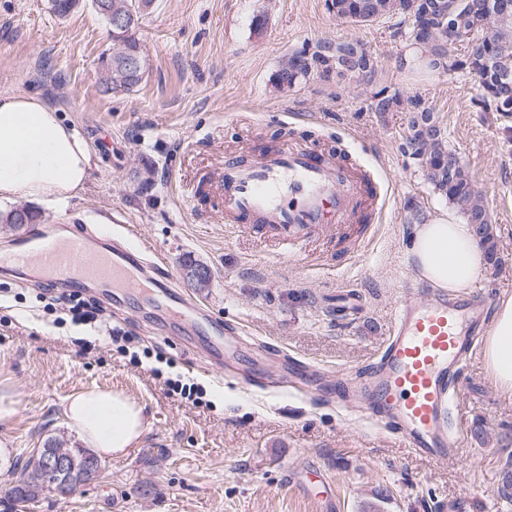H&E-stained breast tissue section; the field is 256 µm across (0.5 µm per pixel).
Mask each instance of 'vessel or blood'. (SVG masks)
I'll return each mask as SVG.
<instances>
[{
    "mask_svg": "<svg viewBox=\"0 0 512 512\" xmlns=\"http://www.w3.org/2000/svg\"><path fill=\"white\" fill-rule=\"evenodd\" d=\"M216 190L225 223L246 225L284 251L310 249L319 228L355 223L380 195L377 182L344 170L337 155L288 146L247 166L225 162ZM129 235V225L115 221L106 247L96 250L89 225L70 224L59 237L33 224L0 252V267L38 269L52 284L74 290L96 284L145 293L153 287L173 299L171 274L130 244ZM486 320L470 299L407 291L377 372L361 382L372 391L371 418L419 454L436 461L455 455L462 442L454 425L455 387Z\"/></svg>",
    "mask_w": 512,
    "mask_h": 512,
    "instance_id": "b4317fda",
    "label": "vessel or blood"
}]
</instances>
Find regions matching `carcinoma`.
I'll return each mask as SVG.
<instances>
[{
    "label": "carcinoma",
    "instance_id": "obj_1",
    "mask_svg": "<svg viewBox=\"0 0 512 512\" xmlns=\"http://www.w3.org/2000/svg\"><path fill=\"white\" fill-rule=\"evenodd\" d=\"M370 0H325L327 11L341 19L367 24L371 19L364 16ZM455 0H409L414 17L409 19L410 29L424 30L422 42L417 44V69L426 74L435 73L429 57L438 53L448 55L445 74L451 76L466 72L477 81V104L484 112L512 114V94L503 93V81L499 73L503 67L512 71V10L503 11L505 4L512 0H465L464 6L456 13L453 27L437 20L442 9ZM138 47V40L130 34L124 38L123 46L112 49L101 57L105 64V83L109 90H130L140 80L111 64L112 59L127 50ZM375 57L362 54L349 63V75L342 76L340 63L316 50V45L305 43L286 59L273 74L275 86L288 80V88L294 89L309 77L330 80L336 83L354 82L370 85L377 72ZM371 108L374 112H401L405 114L403 149L422 169L433 190L448 201L469 224L479 217L489 216L484 196L472 183L467 166L457 150L450 147L439 117L420 94L411 89L381 88L371 94ZM454 159L456 168L448 172V160ZM57 447L56 441L48 440L44 446L31 455L23 466L22 477L14 488V501L31 502L44 491L64 494L78 482H87L96 476L100 468L98 457L88 448H70V462L67 471L57 483L47 482L43 472V456Z\"/></svg>",
    "mask_w": 512,
    "mask_h": 512
}]
</instances>
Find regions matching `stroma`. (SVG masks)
<instances>
[{
	"instance_id": "stroma-1",
	"label": "stroma",
	"mask_w": 512,
	"mask_h": 512,
	"mask_svg": "<svg viewBox=\"0 0 512 512\" xmlns=\"http://www.w3.org/2000/svg\"><path fill=\"white\" fill-rule=\"evenodd\" d=\"M265 16L256 29V16ZM147 60L139 85L105 91L101 54L112 33L90 6L54 13L51 0H0V92L38 94L91 142L92 172L63 203L23 197L44 225L131 224L136 241L173 276L182 296L210 315L246 327L236 373L209 366L208 339L141 299L124 296L112 315L149 359L77 338L101 331L51 326L33 284L0 275V386L15 412L0 420L12 443L0 462V512L28 455L49 438L80 441L64 418L67 399L89 387L124 390L145 412L141 440L101 460L98 476L69 495L44 492L26 512H512L499 486L512 458V398L494 386L481 353L468 359L456 392L465 423L457 459L437 463L371 422L359 387L345 402L279 382L249 387L284 353L346 380L374 362L400 297L416 284L409 255L412 206L443 216L423 172L402 150L403 115L371 111L372 89L417 91L437 112L491 215L498 264H486L471 294L494 303L512 293V116L480 111L476 81L463 73L428 77L395 58L410 46L397 19L361 25L329 14L324 0H154L136 29ZM357 38L378 58L372 88L317 78L274 87L280 64L304 43ZM338 148L383 192L359 223L325 231L313 252L282 255L225 223L211 181L228 155L252 162L282 145ZM208 265L197 287L183 262ZM205 385L211 408L180 404L151 373L158 361Z\"/></svg>"
}]
</instances>
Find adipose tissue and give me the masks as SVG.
<instances>
[{
	"mask_svg": "<svg viewBox=\"0 0 512 512\" xmlns=\"http://www.w3.org/2000/svg\"><path fill=\"white\" fill-rule=\"evenodd\" d=\"M91 161L88 140L63 121L56 106L37 95L0 93V201L67 200L88 181ZM410 241L415 275L431 287L455 294L479 282L484 252L469 225L436 218L414 225ZM482 358L495 386L512 394V294L494 304ZM64 416L104 456H122L146 429L142 408L112 389L77 393Z\"/></svg>",
	"mask_w": 512,
	"mask_h": 512,
	"instance_id": "ef3b65f1",
	"label": "adipose tissue"
}]
</instances>
